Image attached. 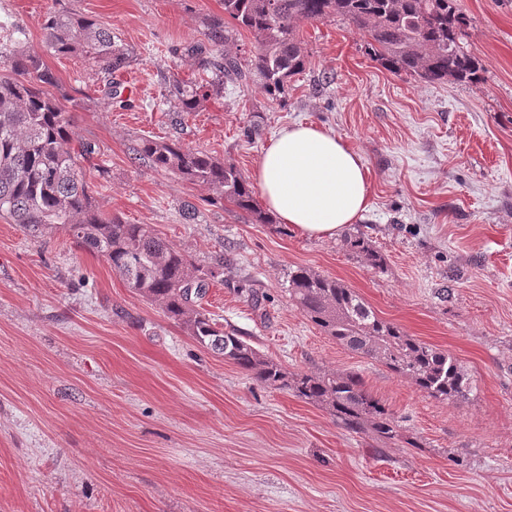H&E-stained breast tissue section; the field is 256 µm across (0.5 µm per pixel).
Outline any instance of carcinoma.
Wrapping results in <instances>:
<instances>
[{"mask_svg":"<svg viewBox=\"0 0 512 512\" xmlns=\"http://www.w3.org/2000/svg\"><path fill=\"white\" fill-rule=\"evenodd\" d=\"M224 17L254 35L249 57L232 52L226 23L214 21L204 40L181 48V56L206 73L205 82L168 79L167 99L180 111L195 112L224 84L243 85L258 77L268 99L288 101L292 78L307 66L296 29L303 22L340 19L358 30L369 54L386 69L424 84H473L484 66L468 48V19L457 0H223ZM46 46L57 56L79 55L104 73V95L121 97L113 75L135 61L110 28L71 11L48 13L43 22ZM24 29L0 19V59L10 75L0 77V217L35 239L61 228L78 247L110 265L125 285L178 322L203 348L247 372L260 385L330 409L350 432L370 433L385 444H416L405 438L398 417L366 388L355 372L290 373L200 309L206 288L224 281L227 258L220 251L204 264L162 238L149 224H128L102 212L85 180V164L97 154L94 144L75 138L59 99L47 88L59 80L40 54L25 46ZM139 159L158 170L204 185L222 200L273 224L256 208L254 189L230 162L184 148L176 140L140 139ZM367 266L382 267L384 256L362 236L346 241ZM288 295L328 336L349 350L385 364L428 396L464 397L471 379L457 361L400 327L341 282L299 267L288 274Z\"/></svg>","mask_w":512,"mask_h":512,"instance_id":"cac0c4a2","label":"carcinoma"}]
</instances>
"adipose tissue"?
Masks as SVG:
<instances>
[{
  "label": "adipose tissue",
  "mask_w": 512,
  "mask_h": 512,
  "mask_svg": "<svg viewBox=\"0 0 512 512\" xmlns=\"http://www.w3.org/2000/svg\"><path fill=\"white\" fill-rule=\"evenodd\" d=\"M253 178L265 207L308 237H335L369 204L368 170L358 152L310 123L281 130Z\"/></svg>",
  "instance_id": "ef3b65f1"
}]
</instances>
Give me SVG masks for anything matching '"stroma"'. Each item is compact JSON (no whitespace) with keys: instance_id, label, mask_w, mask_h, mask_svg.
I'll return each mask as SVG.
<instances>
[{"instance_id":"1","label":"stroma","mask_w":512,"mask_h":512,"mask_svg":"<svg viewBox=\"0 0 512 512\" xmlns=\"http://www.w3.org/2000/svg\"><path fill=\"white\" fill-rule=\"evenodd\" d=\"M457 3L481 83H418L373 60L353 27L304 22L308 64L286 105L256 79L178 112L168 79L198 72L171 50L201 40L222 0H0L58 77L73 131L96 146L86 178L100 209L153 225L195 260L228 252L207 313L289 372L359 373L417 442L350 432L328 409L263 387L64 230L36 242L0 218V512H512V0ZM62 9L134 51L119 75L128 106L101 97L102 75L83 57L46 51L42 20ZM299 122L360 153L369 208L347 232L365 233L383 268L342 238L255 223L135 157L140 138L175 139L249 177L271 137ZM298 267L448 351L470 394L436 400L337 344L292 304Z\"/></svg>"}]
</instances>
